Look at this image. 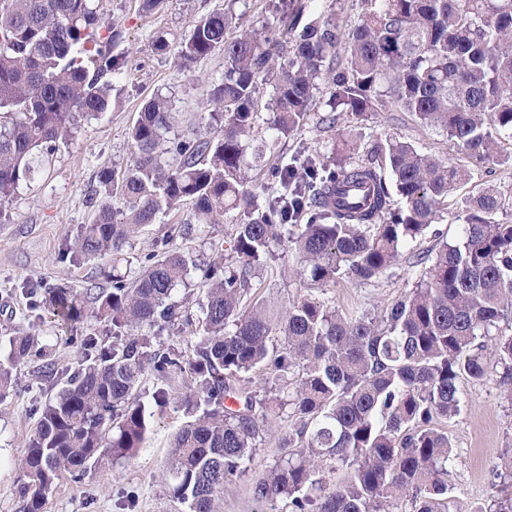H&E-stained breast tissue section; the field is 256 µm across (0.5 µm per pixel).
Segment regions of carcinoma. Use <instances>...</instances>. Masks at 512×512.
<instances>
[{
	"label": "carcinoma",
	"instance_id": "obj_1",
	"mask_svg": "<svg viewBox=\"0 0 512 512\" xmlns=\"http://www.w3.org/2000/svg\"><path fill=\"white\" fill-rule=\"evenodd\" d=\"M299 15L263 40L227 8L200 18L178 70L224 55V79L206 89L197 117L205 134L170 136L172 104L155 95L130 130L129 165L100 172L94 220L65 244L70 260L117 256L142 226L185 204L178 233L227 218L230 254L201 265L167 241L134 279L112 275L109 289H44L39 304L60 326L82 321L89 299L112 335L82 338L80 364L43 406L24 443L18 512H42L66 475L133 459L152 407L166 406L180 379L194 420L175 432L162 480L184 512H213L224 484L245 473L271 402L291 407L296 439L253 482L256 500L286 498L291 512H392L405 499L410 512H446L453 445L437 422L459 412L461 380L491 376L486 342L499 383H512V224L492 218L502 198L493 189L464 198L457 239L440 244L416 287L381 316L346 318L305 297L274 317L245 299L276 249L291 250L293 274L319 288L377 278L471 174L392 137L359 163L335 169L310 158L301 176L290 165L271 170L262 205L249 172L303 124L321 81L332 126L338 112L363 120L392 103L469 159L499 161L502 136L512 138V0H363L362 23L347 32L331 18L302 25ZM121 37L102 0H0L1 207L33 178L34 152L108 111L125 64L112 51ZM261 103L273 135L257 140ZM196 272L206 290L192 315L174 291ZM189 325L186 359L163 337ZM34 346L24 333L9 338L0 398ZM147 372L160 381L150 403L139 392ZM255 377L262 399L249 388ZM494 477L498 494L473 512H512V454Z\"/></svg>",
	"mask_w": 512,
	"mask_h": 512
}]
</instances>
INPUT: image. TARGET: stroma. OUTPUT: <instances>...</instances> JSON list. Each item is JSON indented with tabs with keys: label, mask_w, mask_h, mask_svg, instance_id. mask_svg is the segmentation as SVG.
Masks as SVG:
<instances>
[{
	"label": "stroma",
	"mask_w": 512,
	"mask_h": 512,
	"mask_svg": "<svg viewBox=\"0 0 512 512\" xmlns=\"http://www.w3.org/2000/svg\"><path fill=\"white\" fill-rule=\"evenodd\" d=\"M275 3L165 0L157 9L145 12L140 0H104L107 19L123 35L118 49L126 56V67L116 82L110 109L82 120L71 141L41 154L33 179L0 210L1 339L18 331L35 336L39 346L51 352L58 368L70 369L83 356L82 336L109 335L108 323L92 316L85 317L72 331L62 332L51 311L37 306L35 292L60 283L80 293L92 286L110 287L105 274L115 267L111 257L73 262L62 256L64 244L73 239L79 225L93 217L89 198L99 186L100 171L125 169L131 153L129 130L151 96L160 94L170 99L174 130L181 134L187 132L193 114L203 111L205 86L224 76L223 55L199 60L185 74L177 70L181 44L202 16L228 6L241 25L259 31L274 14ZM159 40L164 41V49H156ZM328 98V85H321L302 126L281 142L278 153L267 159V166L299 163L308 156L327 164L348 157L361 160L389 135L440 161L468 162L445 136L420 125L411 113L395 106L367 121L340 112L335 127H327ZM471 173L460 195L449 198L440 220L406 246L385 274L370 281L342 278L334 286L312 289L293 276L295 257L282 246L277 260L254 279L252 299L281 312L312 295L349 317L381 315L387 305L415 287L440 243L456 239L464 222L461 196L494 188L504 202L496 221L512 222V160L504 157L492 169L475 167ZM184 217L181 211L164 213L141 229L126 247L128 260L117 266L120 271L135 277L141 259L160 251L173 226ZM229 231L225 223L201 225L190 237L174 240L182 250L207 262L227 251ZM15 377L14 390L0 401V512L17 510L24 443L36 427L43 404L64 383L63 378L46 377L43 362L36 357L18 367ZM186 420V414L175 406L156 410L145 446L134 460L104 465L78 482L60 479L43 512H119L116 503L125 498L133 500L134 512H181L179 503L170 498L161 473L172 436ZM443 426L455 455L448 473L447 512H472L477 503L490 501L494 495L493 472L512 450V392L504 391L494 379L462 382L461 408ZM290 429L287 413L279 412L246 473L225 484L214 512H290L287 500L269 505L256 501L251 493L255 478L282 455Z\"/></svg>",
	"instance_id": "stroma-1"
}]
</instances>
